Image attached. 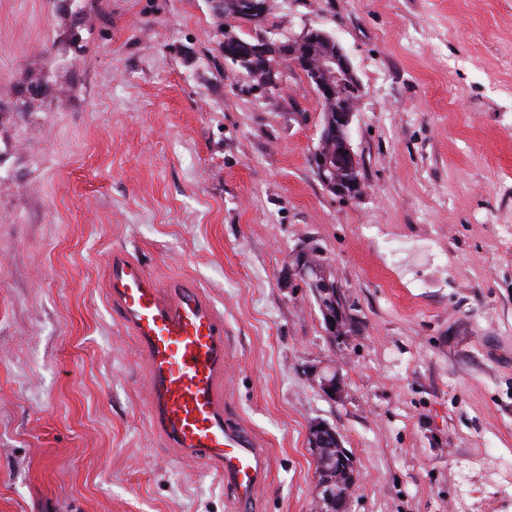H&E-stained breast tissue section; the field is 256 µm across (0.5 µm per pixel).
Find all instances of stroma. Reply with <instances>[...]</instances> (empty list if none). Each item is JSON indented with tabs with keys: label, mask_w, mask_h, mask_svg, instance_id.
Masks as SVG:
<instances>
[{
	"label": "stroma",
	"mask_w": 512,
	"mask_h": 512,
	"mask_svg": "<svg viewBox=\"0 0 512 512\" xmlns=\"http://www.w3.org/2000/svg\"><path fill=\"white\" fill-rule=\"evenodd\" d=\"M233 28L339 41L362 197L313 174L300 73L270 96L228 74L209 0H0V512H239L150 426L116 250L223 313L224 412L267 460L250 512H317L319 420L349 512H512V0H275ZM305 242L362 335L331 343L290 284ZM330 361L339 401L304 373ZM314 429H321L326 431L327 434H323V438L325 441L332 442V448L325 447L319 445V448H313L311 443V438L309 436L308 443L311 444L313 448V455L317 456V466L316 473H319L320 479H327L324 481H320L317 485V494L323 493L326 500L329 502L335 501L337 512H347L348 508V500L350 494L354 488L356 481V464L353 456L350 452L343 448L340 435L336 431V429L332 428L325 422L317 421L313 423ZM336 446L341 450V454L339 455L336 462ZM335 463H336V473H335ZM336 478H345L347 483L350 485L348 493H343L340 496H336V489L339 492H343L347 490L345 483L342 481L343 486H339L337 483H333L335 487H333L332 482L328 480H332L334 476Z\"/></svg>",
	"instance_id": "1"
}]
</instances>
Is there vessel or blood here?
<instances>
[{
    "label": "vessel or blood",
    "instance_id": "vessel-or-blood-1",
    "mask_svg": "<svg viewBox=\"0 0 512 512\" xmlns=\"http://www.w3.org/2000/svg\"><path fill=\"white\" fill-rule=\"evenodd\" d=\"M110 304L146 357L148 418L168 447L205 462L240 506L266 477L256 438L230 423L220 386L227 369L224 319L186 278L159 286L141 262L122 251L109 260Z\"/></svg>",
    "mask_w": 512,
    "mask_h": 512
}]
</instances>
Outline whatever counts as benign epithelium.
<instances>
[{
  "label": "benign epithelium",
  "instance_id": "7a95c632",
  "mask_svg": "<svg viewBox=\"0 0 512 512\" xmlns=\"http://www.w3.org/2000/svg\"><path fill=\"white\" fill-rule=\"evenodd\" d=\"M268 6L269 0H239L237 18L254 24L267 15ZM224 43L231 44V47L224 48V64L232 72L246 60H263L262 91L271 94L282 89L288 71L293 70L304 76L322 103L334 106L335 119L321 130L320 137L336 141V156L316 149L310 155V167L327 192L341 198L353 197V189L361 187V177L360 164L351 144L350 127L356 105L363 96V87L340 44L329 33L318 29H308L297 37L276 42L279 52L274 55L268 53L270 40L265 37L257 42L239 37L226 38ZM289 269L290 275L313 288L335 289L333 302H344L339 285L309 265L306 250H295L289 259ZM308 374L326 395L342 397L344 385L340 376L330 379L316 365L308 368ZM313 426L325 431L324 440L341 448L336 462V477L355 485L356 464L350 452L342 447L339 433L322 421L313 423ZM317 492L326 500L335 502L337 512H347L350 494L336 495V488L328 480L319 482Z\"/></svg>",
  "mask_w": 512,
  "mask_h": 512
}]
</instances>
